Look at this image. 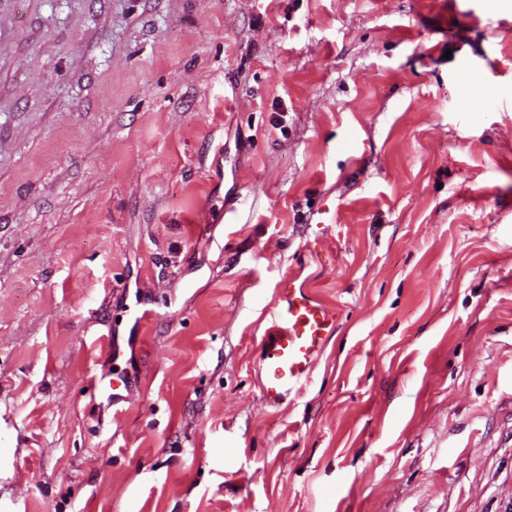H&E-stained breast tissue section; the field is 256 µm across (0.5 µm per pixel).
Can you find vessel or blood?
<instances>
[{
  "label": "vessel or blood",
  "mask_w": 512,
  "mask_h": 512,
  "mask_svg": "<svg viewBox=\"0 0 512 512\" xmlns=\"http://www.w3.org/2000/svg\"><path fill=\"white\" fill-rule=\"evenodd\" d=\"M270 318L261 352V393L267 406L277 408L309 381L336 333L337 318L333 308L290 276L280 283Z\"/></svg>",
  "instance_id": "obj_1"
}]
</instances>
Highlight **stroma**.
Wrapping results in <instances>:
<instances>
[{
    "mask_svg": "<svg viewBox=\"0 0 512 512\" xmlns=\"http://www.w3.org/2000/svg\"><path fill=\"white\" fill-rule=\"evenodd\" d=\"M0 512H512V0H0ZM271 326L261 352V393L268 407L296 397L336 333V312L286 276L274 297Z\"/></svg>",
    "mask_w": 512,
    "mask_h": 512,
    "instance_id": "35a3bbf8",
    "label": "stroma"
}]
</instances>
